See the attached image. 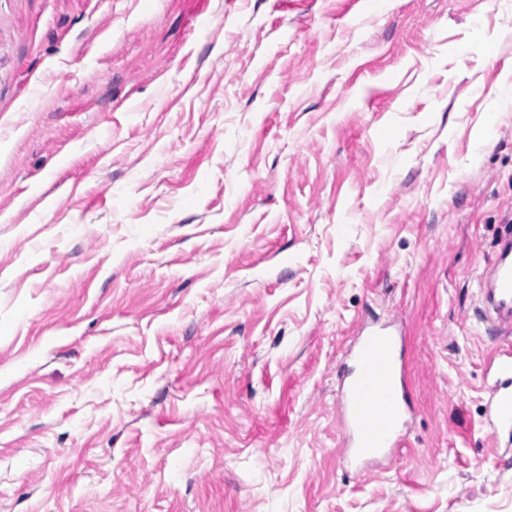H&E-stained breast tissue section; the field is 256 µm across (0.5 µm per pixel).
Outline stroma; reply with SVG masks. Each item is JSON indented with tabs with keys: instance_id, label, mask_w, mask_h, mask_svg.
Instances as JSON below:
<instances>
[{
	"instance_id": "35a3bbf8",
	"label": "stroma",
	"mask_w": 512,
	"mask_h": 512,
	"mask_svg": "<svg viewBox=\"0 0 512 512\" xmlns=\"http://www.w3.org/2000/svg\"><path fill=\"white\" fill-rule=\"evenodd\" d=\"M505 80L512 0H0V512H512ZM382 324L414 413L359 475ZM500 252L481 290L487 319L505 337L512 335V229L501 236ZM352 367L339 397L342 445L357 473L403 443L409 405L405 340L387 326L364 329L351 350ZM497 380L488 400L487 423L493 434L512 431V343L499 347L489 362Z\"/></svg>"
}]
</instances>
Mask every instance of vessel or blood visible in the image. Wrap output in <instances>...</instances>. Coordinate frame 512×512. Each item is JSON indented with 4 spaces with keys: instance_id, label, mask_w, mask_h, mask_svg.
<instances>
[{
    "instance_id": "obj_1",
    "label": "vessel or blood",
    "mask_w": 512,
    "mask_h": 512,
    "mask_svg": "<svg viewBox=\"0 0 512 512\" xmlns=\"http://www.w3.org/2000/svg\"><path fill=\"white\" fill-rule=\"evenodd\" d=\"M481 291L488 320L508 337L489 362L496 384L488 400L492 432L512 431V231ZM352 367L339 397L342 445L355 472L394 454L410 410L405 340L389 327L364 329L351 350Z\"/></svg>"
}]
</instances>
